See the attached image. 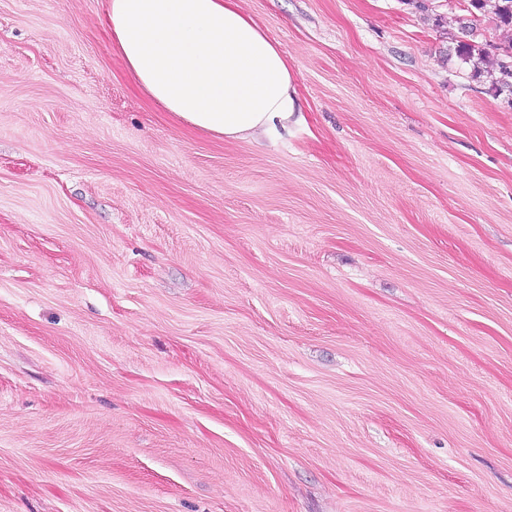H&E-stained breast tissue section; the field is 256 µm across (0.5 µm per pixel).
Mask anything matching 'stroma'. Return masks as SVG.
I'll use <instances>...</instances> for the list:
<instances>
[{
  "mask_svg": "<svg viewBox=\"0 0 512 512\" xmlns=\"http://www.w3.org/2000/svg\"><path fill=\"white\" fill-rule=\"evenodd\" d=\"M106 0H0V512H512V105L459 8L239 0L299 121L152 103Z\"/></svg>",
  "mask_w": 512,
  "mask_h": 512,
  "instance_id": "35a3bbf8",
  "label": "stroma"
}]
</instances>
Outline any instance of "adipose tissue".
Wrapping results in <instances>:
<instances>
[{"label":"adipose tissue","instance_id":"1","mask_svg":"<svg viewBox=\"0 0 512 512\" xmlns=\"http://www.w3.org/2000/svg\"><path fill=\"white\" fill-rule=\"evenodd\" d=\"M106 16L129 74L176 119L232 140L287 130L292 73L236 0H108Z\"/></svg>","mask_w":512,"mask_h":512}]
</instances>
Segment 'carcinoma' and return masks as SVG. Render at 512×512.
Wrapping results in <instances>:
<instances>
[{"label":"carcinoma","mask_w":512,"mask_h":512,"mask_svg":"<svg viewBox=\"0 0 512 512\" xmlns=\"http://www.w3.org/2000/svg\"><path fill=\"white\" fill-rule=\"evenodd\" d=\"M466 9L459 19L464 39L457 41L454 53L460 69L477 76L488 55L490 44L483 40V30L489 26L512 28V0H465ZM498 75L492 82L494 95L505 96L512 105V42L494 46Z\"/></svg>","instance_id":"carcinoma-1"}]
</instances>
